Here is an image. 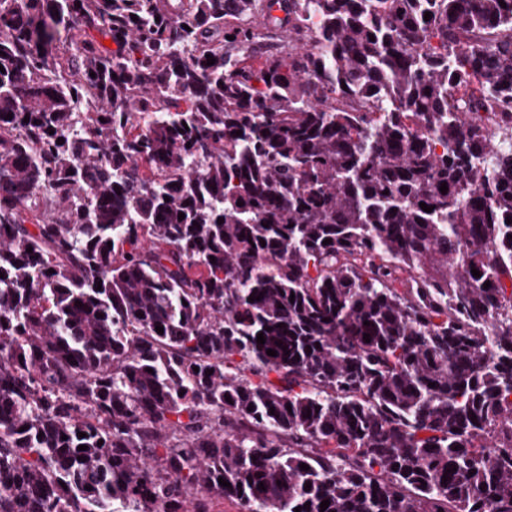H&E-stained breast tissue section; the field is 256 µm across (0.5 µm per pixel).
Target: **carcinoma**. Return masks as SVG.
<instances>
[{
	"label": "carcinoma",
	"mask_w": 512,
	"mask_h": 512,
	"mask_svg": "<svg viewBox=\"0 0 512 512\" xmlns=\"http://www.w3.org/2000/svg\"><path fill=\"white\" fill-rule=\"evenodd\" d=\"M225 2L0 0V512H512V0Z\"/></svg>",
	"instance_id": "carcinoma-1"
}]
</instances>
